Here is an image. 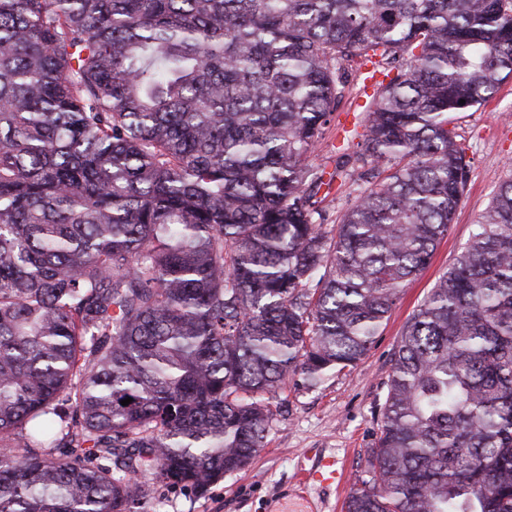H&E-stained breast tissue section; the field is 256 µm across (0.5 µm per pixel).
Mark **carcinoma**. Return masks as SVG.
I'll use <instances>...</instances> for the list:
<instances>
[{
    "instance_id": "carcinoma-1",
    "label": "carcinoma",
    "mask_w": 512,
    "mask_h": 512,
    "mask_svg": "<svg viewBox=\"0 0 512 512\" xmlns=\"http://www.w3.org/2000/svg\"><path fill=\"white\" fill-rule=\"evenodd\" d=\"M511 76L512 0H0V512L246 467L266 395L355 365L426 267L454 115ZM337 179L363 188L329 230ZM369 464L345 512H512V178L406 322ZM361 84H355L351 93L334 113L331 122L326 126L314 153L310 157L313 165L332 172L336 159L342 153L359 150L357 143L361 141L366 104L370 100L360 91Z\"/></svg>"
}]
</instances>
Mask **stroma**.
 <instances>
[{
  "instance_id": "1",
  "label": "stroma",
  "mask_w": 512,
  "mask_h": 512,
  "mask_svg": "<svg viewBox=\"0 0 512 512\" xmlns=\"http://www.w3.org/2000/svg\"><path fill=\"white\" fill-rule=\"evenodd\" d=\"M367 102L363 91L352 89L311 155L313 165L330 172L338 156L356 151ZM455 124L470 165L462 201L428 265L403 288L366 356L314 385L299 375L290 378L286 401L250 464L201 494L156 484L160 512H343L349 494L369 478V450L380 435L392 354L402 329L460 256L499 184L512 177V78L484 106L456 114ZM328 456L336 457L347 483L315 486L299 497L298 472Z\"/></svg>"
}]
</instances>
